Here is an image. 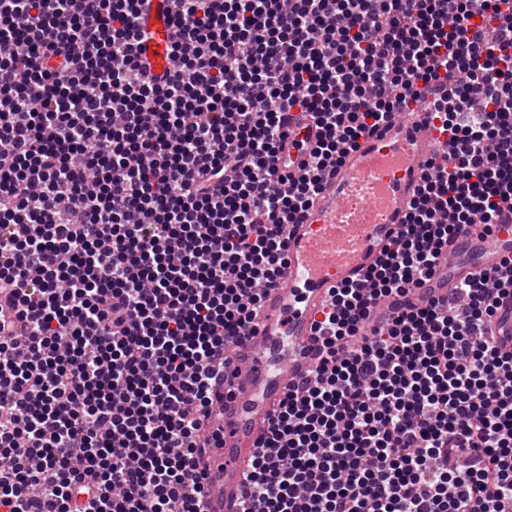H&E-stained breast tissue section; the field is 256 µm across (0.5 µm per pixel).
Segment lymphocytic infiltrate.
<instances>
[{"label":"lymphocytic infiltrate","mask_w":512,"mask_h":512,"mask_svg":"<svg viewBox=\"0 0 512 512\" xmlns=\"http://www.w3.org/2000/svg\"><path fill=\"white\" fill-rule=\"evenodd\" d=\"M172 3L158 76L143 0H0V512H207L212 410L291 225L425 101L453 153L385 262L331 290L242 512H512V277L370 322L512 222V0ZM295 110L317 128L298 177Z\"/></svg>","instance_id":"1"}]
</instances>
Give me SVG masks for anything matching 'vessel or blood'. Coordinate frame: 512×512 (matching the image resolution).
<instances>
[{"label": "vessel or blood", "mask_w": 512, "mask_h": 512, "mask_svg": "<svg viewBox=\"0 0 512 512\" xmlns=\"http://www.w3.org/2000/svg\"><path fill=\"white\" fill-rule=\"evenodd\" d=\"M138 46L152 72L170 67V0H149ZM451 155L447 135L430 113L416 112L378 135L361 140L336 176L307 209L288 240L287 261L277 287L267 289L256 319L257 336L232 351L234 398L215 407L221 446L208 459V512H241L245 473L255 443L285 388L312 369L311 326L321 319L330 287L363 277L384 257L432 152ZM360 197L364 206L351 208ZM512 257V224L488 239L466 233L440 270L411 297L413 303L447 295L469 271L496 270Z\"/></svg>", "instance_id": "obj_1"}]
</instances>
